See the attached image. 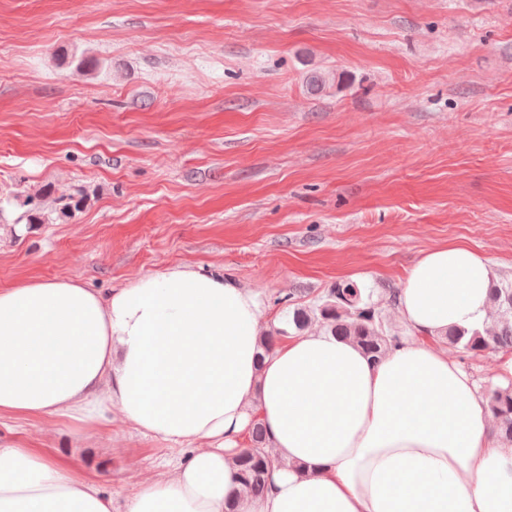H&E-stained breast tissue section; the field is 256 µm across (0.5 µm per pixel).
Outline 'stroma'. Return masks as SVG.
<instances>
[{
	"instance_id": "1",
	"label": "stroma",
	"mask_w": 512,
	"mask_h": 512,
	"mask_svg": "<svg viewBox=\"0 0 512 512\" xmlns=\"http://www.w3.org/2000/svg\"><path fill=\"white\" fill-rule=\"evenodd\" d=\"M457 241L512 282V0H0L1 288L219 269L273 330L350 281L400 334L408 269ZM110 418L0 444L78 454L119 507L184 451Z\"/></svg>"
}]
</instances>
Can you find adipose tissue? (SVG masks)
<instances>
[{"label":"adipose tissue","mask_w":512,"mask_h":512,"mask_svg":"<svg viewBox=\"0 0 512 512\" xmlns=\"http://www.w3.org/2000/svg\"><path fill=\"white\" fill-rule=\"evenodd\" d=\"M488 260L463 242L424 252L396 298L411 340L375 360L311 330L260 347L257 294L176 264L101 293L71 281L0 288V416L104 425L181 445L122 512H512V443L473 377L428 344L492 311ZM259 419L276 457L262 496L236 479ZM0 512H115L69 465L0 445Z\"/></svg>","instance_id":"obj_1"}]
</instances>
